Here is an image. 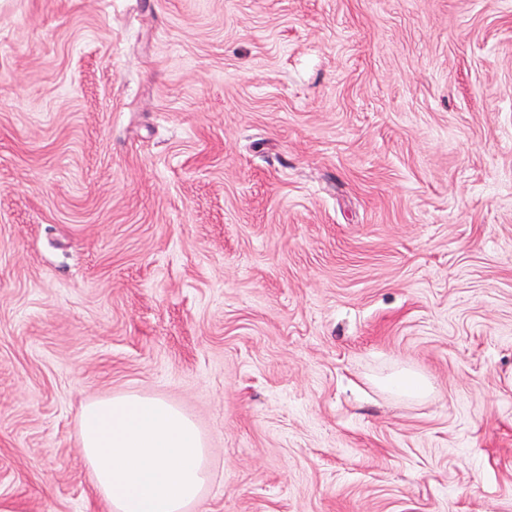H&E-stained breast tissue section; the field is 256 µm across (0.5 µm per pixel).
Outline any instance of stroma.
I'll return each mask as SVG.
<instances>
[{"mask_svg": "<svg viewBox=\"0 0 512 512\" xmlns=\"http://www.w3.org/2000/svg\"><path fill=\"white\" fill-rule=\"evenodd\" d=\"M124 394L205 512H512V0H0V512Z\"/></svg>", "mask_w": 512, "mask_h": 512, "instance_id": "35a3bbf8", "label": "stroma"}]
</instances>
